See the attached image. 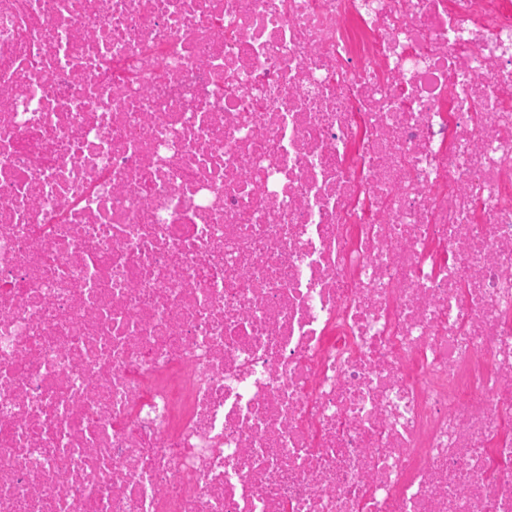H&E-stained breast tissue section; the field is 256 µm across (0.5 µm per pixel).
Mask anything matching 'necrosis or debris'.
Segmentation results:
<instances>
[{"label":"necrosis or debris","instance_id":"4bbe7bcc","mask_svg":"<svg viewBox=\"0 0 512 512\" xmlns=\"http://www.w3.org/2000/svg\"><path fill=\"white\" fill-rule=\"evenodd\" d=\"M0 512H512V0H0Z\"/></svg>","mask_w":512,"mask_h":512}]
</instances>
